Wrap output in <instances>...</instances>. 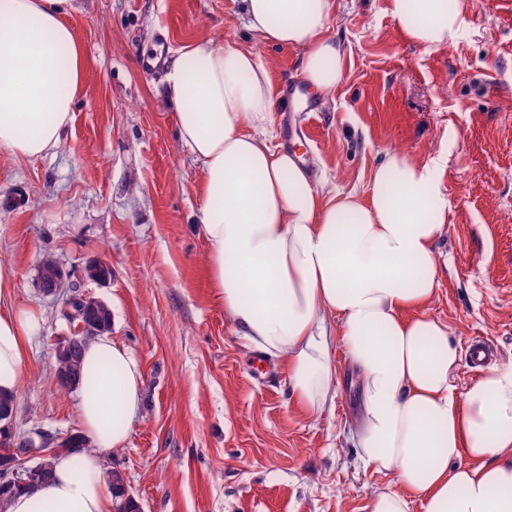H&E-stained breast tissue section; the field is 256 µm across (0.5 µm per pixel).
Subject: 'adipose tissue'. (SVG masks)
<instances>
[{
    "instance_id": "1",
    "label": "adipose tissue",
    "mask_w": 512,
    "mask_h": 512,
    "mask_svg": "<svg viewBox=\"0 0 512 512\" xmlns=\"http://www.w3.org/2000/svg\"><path fill=\"white\" fill-rule=\"evenodd\" d=\"M57 0H0V150L38 158L73 120L83 60ZM265 44L303 45L302 73L327 96L343 54L324 34L333 0H243ZM413 42L459 37L461 0H392ZM164 94L178 136L204 170L198 229L210 286L235 333L279 360L293 402L314 416L340 384L333 347L356 369L359 460L392 480L369 512H512V365L458 389L461 352L446 326L419 316L440 286L434 253L448 201L432 163L388 152L368 198L312 183L278 145L279 99L260 55L197 39L170 60ZM17 306L15 272L0 261V394L17 395L39 328ZM109 365H102V358ZM144 368L110 336L88 345L78 418L89 447L58 457L53 478L14 496L7 512H117L102 455L126 446Z\"/></svg>"
}]
</instances>
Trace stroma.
<instances>
[{
	"mask_svg": "<svg viewBox=\"0 0 512 512\" xmlns=\"http://www.w3.org/2000/svg\"><path fill=\"white\" fill-rule=\"evenodd\" d=\"M85 60L70 126L49 155L0 150V261L16 300L40 330L17 395L12 429L53 450L80 432L78 391L51 382L73 332L37 271L55 258L77 294L112 310V336L143 364L142 410L125 448L103 456L143 512H368L391 476L362 466L353 440L357 373L342 348L334 404L311 417L293 404L276 359L256 354L224 318L210 288L196 225L204 173L177 135L163 73L141 57H172L198 38L254 46L274 89L301 79L302 46L254 43L242 0H60ZM464 29L437 48L415 44L391 0H335L324 31L343 74L318 112L275 115L279 142L309 130L315 184L370 192L387 152L436 162L450 203L435 245L441 284L422 316L448 326L461 350L492 341L512 364V7L463 0ZM112 269L104 283L86 268Z\"/></svg>",
	"mask_w": 512,
	"mask_h": 512,
	"instance_id": "1",
	"label": "stroma"
}]
</instances>
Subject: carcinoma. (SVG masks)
I'll return each mask as SVG.
<instances>
[{
  "label": "carcinoma",
  "mask_w": 512,
  "mask_h": 512,
  "mask_svg": "<svg viewBox=\"0 0 512 512\" xmlns=\"http://www.w3.org/2000/svg\"><path fill=\"white\" fill-rule=\"evenodd\" d=\"M77 321L85 324L84 329L68 337L55 354L53 378L56 384L65 390H73L80 385L83 354L88 343L112 331V310L107 303L94 298ZM87 447H89L87 440L80 434L71 435L61 442L52 454L39 459L42 466L41 482H46L52 476L57 457L69 455L75 448ZM109 480L117 498L120 499L119 512H139L137 502L126 497V485L122 472L113 470L109 474Z\"/></svg>",
  "instance_id": "1"
}]
</instances>
